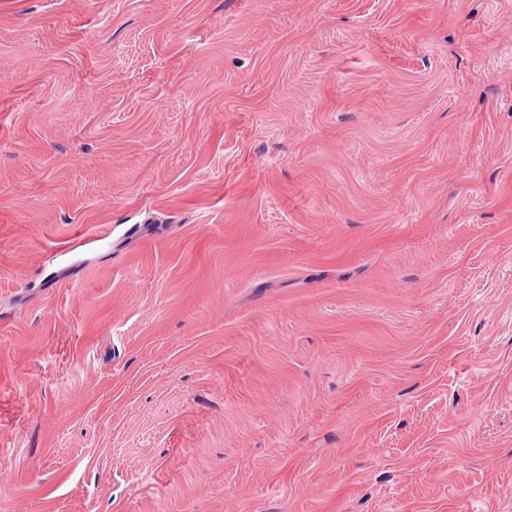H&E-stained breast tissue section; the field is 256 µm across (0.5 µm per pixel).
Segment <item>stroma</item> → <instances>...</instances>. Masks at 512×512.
Wrapping results in <instances>:
<instances>
[{
    "instance_id": "35a3bbf8",
    "label": "stroma",
    "mask_w": 512,
    "mask_h": 512,
    "mask_svg": "<svg viewBox=\"0 0 512 512\" xmlns=\"http://www.w3.org/2000/svg\"><path fill=\"white\" fill-rule=\"evenodd\" d=\"M0 512H512V0H0Z\"/></svg>"
}]
</instances>
